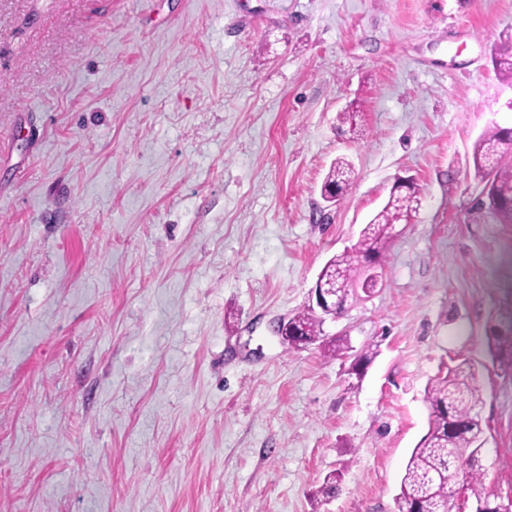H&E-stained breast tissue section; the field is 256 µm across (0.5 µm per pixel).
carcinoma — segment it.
<instances>
[{
  "instance_id": "1",
  "label": "carcinoma",
  "mask_w": 512,
  "mask_h": 512,
  "mask_svg": "<svg viewBox=\"0 0 512 512\" xmlns=\"http://www.w3.org/2000/svg\"><path fill=\"white\" fill-rule=\"evenodd\" d=\"M496 73L512 80V50L505 48L493 58ZM475 176L484 183L485 209L499 224H512V129L494 125L476 140L472 152ZM352 169L343 158L330 167L322 195L344 196L351 185ZM419 205L417 191L393 190L383 208L361 230L356 244L332 257L321 270L324 283L335 288L345 303L357 275L382 257L391 244L392 225L408 221ZM305 343L318 341L323 321L311 310L288 319ZM490 357L504 372L512 371V323L492 316L486 328ZM475 371L465 362L434 379L425 390L430 409L427 434L413 448L400 482L398 512H463L466 504L448 492V479L460 469L466 476V499L480 505L491 502L483 486L484 429L476 409L480 403L473 386Z\"/></svg>"
}]
</instances>
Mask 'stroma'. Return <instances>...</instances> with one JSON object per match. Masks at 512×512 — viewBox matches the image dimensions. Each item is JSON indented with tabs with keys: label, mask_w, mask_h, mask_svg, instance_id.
I'll return each mask as SVG.
<instances>
[{
	"label": "stroma",
	"mask_w": 512,
	"mask_h": 512,
	"mask_svg": "<svg viewBox=\"0 0 512 512\" xmlns=\"http://www.w3.org/2000/svg\"><path fill=\"white\" fill-rule=\"evenodd\" d=\"M510 46L512 0H0V512H397L465 361L512 499V224L471 162ZM400 179L377 286L282 344ZM351 165L344 158L336 160L330 167L322 187L323 198L328 196L336 203V198L344 196L352 183ZM301 334L302 343H313L318 341L322 335L323 321L316 316L309 308L288 319ZM488 352L493 363L505 372L512 371V322L490 316L486 328Z\"/></svg>",
	"instance_id": "stroma-1"
}]
</instances>
